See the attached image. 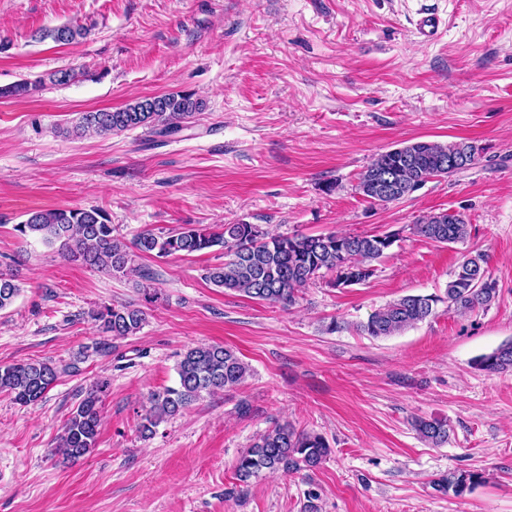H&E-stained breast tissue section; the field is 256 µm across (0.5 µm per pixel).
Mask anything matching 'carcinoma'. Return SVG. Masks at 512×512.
<instances>
[{
  "label": "carcinoma",
  "mask_w": 512,
  "mask_h": 512,
  "mask_svg": "<svg viewBox=\"0 0 512 512\" xmlns=\"http://www.w3.org/2000/svg\"><path fill=\"white\" fill-rule=\"evenodd\" d=\"M88 34L82 25L63 24L42 28L35 40L50 39L71 44ZM73 69L56 70L48 77L23 79L0 88V97H27L48 82L65 85L77 79ZM204 109L202 100L189 92L144 98L115 111L85 112L65 134L107 136L137 128H148L159 136L176 134L183 123ZM482 148L467 142L417 141L378 154L360 173L357 190L373 203L388 204L409 197L435 177H449L464 171L481 158ZM413 233L439 244H456L469 235V224L460 213H431L418 219ZM23 238L33 237L48 245L59 244L69 261L81 262L110 273L132 270L138 253L159 258L191 255L218 247L224 262L207 269L205 279L217 288L236 292L269 304L292 306L303 290L318 280L333 288L366 283L375 274L374 263L398 241L395 232L350 234L329 232L320 235L269 234L257 224H224L214 230L197 224L159 234L147 231L125 243L114 235L108 215L101 209L58 208L39 210L14 225ZM20 292L14 275L0 272V310L10 305ZM497 288L487 275V256L472 251L462 256L445 289L448 310L456 313L486 308L495 300ZM440 298L409 294L374 310L357 329L371 338L394 336L434 314ZM104 336L125 337L140 331L145 312L131 304L105 306L94 314ZM488 373L512 371V342H506L473 360ZM78 371L72 362L60 369L44 360L0 366V391L14 394L21 405L42 400L59 378L60 372ZM249 366L230 348L214 344L191 347L176 363L175 385L149 397L140 431L146 436L166 419L179 414L202 394H214L241 385ZM105 383L98 382L87 392L68 419L59 451L72 460L90 454L97 447L101 424L100 394ZM420 437L434 446L448 441V424L436 418L413 422ZM331 448L317 433L298 431L288 422H276L238 457L236 479L243 484L261 473L294 474L322 465ZM485 480L479 470H450L437 482L459 497Z\"/></svg>",
  "instance_id": "1"
}]
</instances>
